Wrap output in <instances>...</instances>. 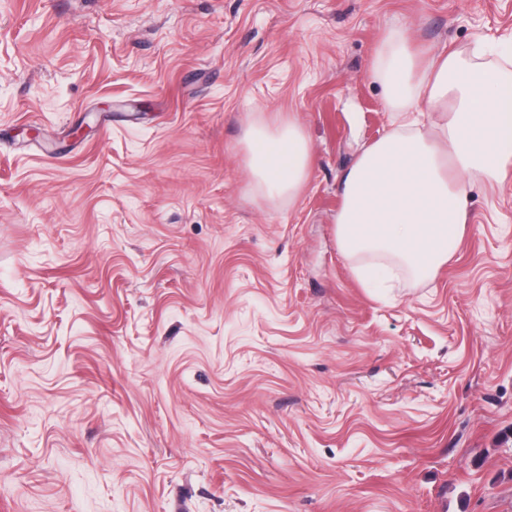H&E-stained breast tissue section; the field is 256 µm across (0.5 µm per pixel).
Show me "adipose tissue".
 Instances as JSON below:
<instances>
[{
    "label": "adipose tissue",
    "instance_id": "1",
    "mask_svg": "<svg viewBox=\"0 0 512 512\" xmlns=\"http://www.w3.org/2000/svg\"><path fill=\"white\" fill-rule=\"evenodd\" d=\"M372 70L393 126L340 177L338 244L345 255L375 257L373 280L387 275L390 257L426 279L458 248L467 182L512 174V69L475 67L448 50L424 61L399 32L386 38ZM244 143L256 190L272 198L298 193L312 162L301 125L258 119Z\"/></svg>",
    "mask_w": 512,
    "mask_h": 512
}]
</instances>
